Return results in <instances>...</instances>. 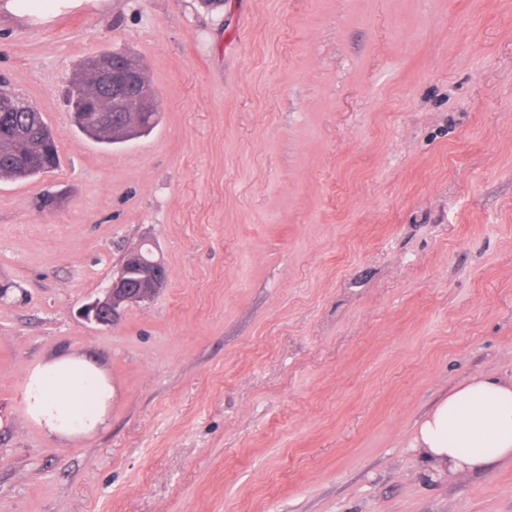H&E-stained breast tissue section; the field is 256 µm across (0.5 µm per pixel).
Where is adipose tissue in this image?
I'll use <instances>...</instances> for the list:
<instances>
[{"instance_id":"obj_1","label":"adipose tissue","mask_w":512,"mask_h":512,"mask_svg":"<svg viewBox=\"0 0 512 512\" xmlns=\"http://www.w3.org/2000/svg\"><path fill=\"white\" fill-rule=\"evenodd\" d=\"M22 401L32 422L70 439L105 424L112 382L88 359L52 357L28 370ZM411 446L435 474L475 475L512 460V380L482 377L456 387L425 417Z\"/></svg>"}]
</instances>
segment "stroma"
Here are the masks:
<instances>
[{"instance_id": "stroma-1", "label": "stroma", "mask_w": 512, "mask_h": 512, "mask_svg": "<svg viewBox=\"0 0 512 512\" xmlns=\"http://www.w3.org/2000/svg\"><path fill=\"white\" fill-rule=\"evenodd\" d=\"M141 60L156 128L73 127L85 60ZM0 78L58 169L0 180V512H512V463L433 478L448 392L512 378V0H0ZM152 241L167 280L85 322ZM110 378L48 435L24 377ZM22 401L27 417L49 435H89L106 422L112 382L86 358L52 357L28 370Z\"/></svg>"}]
</instances>
